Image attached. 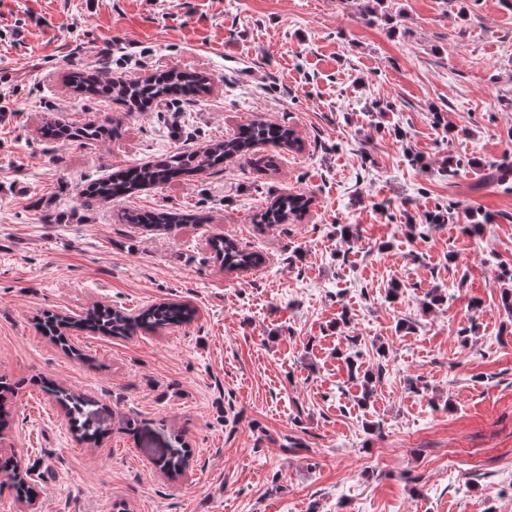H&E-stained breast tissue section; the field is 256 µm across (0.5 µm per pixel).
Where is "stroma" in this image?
Wrapping results in <instances>:
<instances>
[{"instance_id": "stroma-1", "label": "stroma", "mask_w": 512, "mask_h": 512, "mask_svg": "<svg viewBox=\"0 0 512 512\" xmlns=\"http://www.w3.org/2000/svg\"><path fill=\"white\" fill-rule=\"evenodd\" d=\"M364 4L0 0V375L24 382L0 450L22 456L40 512H512V316L497 280L512 190L484 167L512 165V0H384L368 20ZM117 41L145 67L120 63ZM95 56L126 81L177 67L211 89L130 112L71 87ZM107 117L119 136L44 134ZM255 119L294 128L299 146L86 205L91 182ZM452 155L469 161L453 178ZM285 194L309 198L305 216L260 223ZM451 203L494 221L478 237L428 225ZM133 209L192 220L150 231L124 220ZM216 235L262 264L225 270ZM434 288L448 301L425 309ZM161 301L193 320L78 332L73 356L36 326ZM351 336L362 368L386 365L364 406ZM42 378L106 405L100 446L76 440ZM176 429L191 455L170 478L155 462Z\"/></svg>"}]
</instances>
